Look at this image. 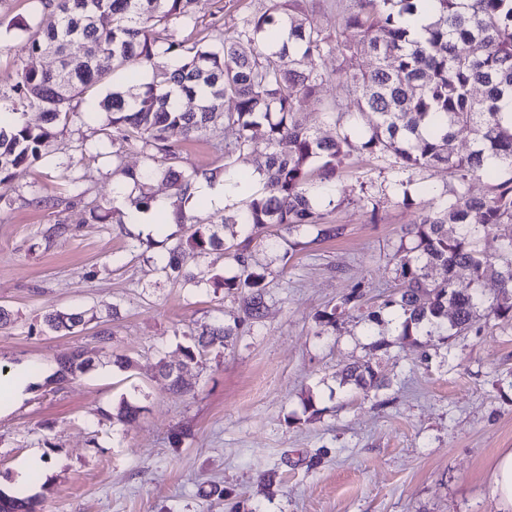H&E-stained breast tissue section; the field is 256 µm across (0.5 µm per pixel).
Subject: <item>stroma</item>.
<instances>
[{
    "label": "stroma",
    "mask_w": 512,
    "mask_h": 512,
    "mask_svg": "<svg viewBox=\"0 0 512 512\" xmlns=\"http://www.w3.org/2000/svg\"><path fill=\"white\" fill-rule=\"evenodd\" d=\"M268 0H197L199 28L231 31ZM33 19L31 0H0V88L13 81L28 35L15 17ZM320 86L297 108L320 136L336 134L322 105L341 100ZM108 114L74 113L57 128L33 167L7 184L0 207V369L55 371L79 350L94 360L80 379L36 382L23 403L0 416V488L17 463L39 452L45 477L32 480L44 512H512L491 494L499 455L512 448V325L477 312L459 336L396 339L393 310L382 303L394 279L393 255L425 186H453L447 171L414 176L391 159L352 152L326 184L333 240L299 234L301 249L269 248L285 228L246 236L267 281L262 321L245 323L226 347L185 363L188 329L232 320L236 291L166 278L165 235L140 243L133 225L93 223L90 207H111L121 175L111 156H92ZM222 125L181 145L184 165L219 169ZM81 176L82 197L64 169ZM53 207L36 205L38 197ZM359 287L381 324L354 315L321 333L318 317ZM52 310L81 312L70 334L48 329ZM112 333L109 342L100 330ZM391 339L389 352L373 349ZM132 365L114 367L115 356ZM182 371L188 393L164 389L160 362ZM370 364L389 387L363 394L341 385L348 364ZM313 396L315 412L303 399ZM141 408L127 424L101 420L121 398ZM223 497L212 496V487Z\"/></svg>",
    "instance_id": "stroma-1"
}]
</instances>
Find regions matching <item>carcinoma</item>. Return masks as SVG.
Returning <instances> with one entry per match:
<instances>
[{
  "instance_id": "obj_1",
  "label": "carcinoma",
  "mask_w": 512,
  "mask_h": 512,
  "mask_svg": "<svg viewBox=\"0 0 512 512\" xmlns=\"http://www.w3.org/2000/svg\"><path fill=\"white\" fill-rule=\"evenodd\" d=\"M35 32L28 53L17 65L9 93L0 90V186L15 171L41 158V148L67 124L82 104L94 108L90 91L114 77L144 72L147 81L115 88L100 101L111 114L113 172L133 182L135 208L152 201L151 184L162 177L173 190L177 223L185 226L167 249L161 271L187 281L197 274L184 268L183 257H204L214 250L233 262L230 278L214 274V284L246 292L243 314L258 320L265 307V277L255 270L247 248L219 236L209 218L188 212L186 203L199 173L182 169L181 142L220 121L224 126V172L244 165L259 177V187L247 185L241 209L224 215V226L238 224L258 232L284 226L288 233L309 227L317 236L335 238L341 228L326 222L321 184L330 181L352 150L390 157L399 169L412 174L445 169L456 185L439 195V203L420 209L411 223L409 243L394 253L395 286L383 307L400 319L399 335L438 336L446 329L468 331L482 307L495 320L512 322V0H355V7L332 33L298 7L268 0L264 11L243 19L228 35L212 25L202 37L185 34L197 27L195 0H36ZM426 3L434 16L423 40H413L409 18ZM277 44L270 37L281 32ZM80 51H71L73 45ZM340 53L343 66L334 74L318 70L316 61ZM58 59L53 70L41 59ZM375 59L360 68L358 54ZM334 79L347 94L344 104L324 105L320 112L336 125V137L324 138L305 126L296 102L310 97L326 80ZM484 88L477 97L474 85ZM235 100L224 111V99ZM195 103L184 109L182 100ZM38 112L44 125L30 126L24 117ZM368 116L367 125L344 124L352 116ZM264 130L268 151L253 154L250 143ZM466 139L460 152L455 142ZM137 148L145 165L139 171L123 166V154ZM493 160L494 165L487 164ZM510 176L492 185L482 197L465 191L474 176L496 171ZM90 219L126 223L119 208ZM501 238L500 253L486 256L480 238ZM441 267L442 280L431 271ZM467 276L474 287L455 288ZM490 278L498 293L485 297L476 284ZM360 295L351 291L329 312L319 316L321 331L336 328L348 311L367 325L381 322L377 310H365ZM45 324L55 332H72L85 323L81 313L51 312ZM240 320L206 327L197 333L185 358L194 349L222 348L236 335ZM91 359L73 352L57 362L53 380H76L91 370ZM160 376L168 389L183 390L182 376L163 363ZM342 385L366 392L386 386L368 364L353 363L341 371ZM0 512H41L38 498H18L0 490Z\"/></svg>"
}]
</instances>
